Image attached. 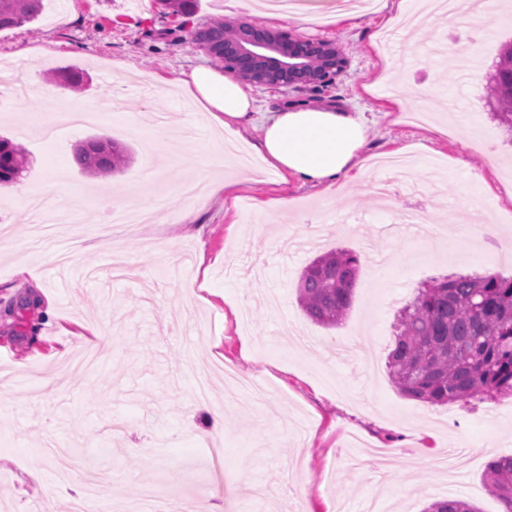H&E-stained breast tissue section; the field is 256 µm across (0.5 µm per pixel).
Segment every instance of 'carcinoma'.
<instances>
[{
    "instance_id": "obj_1",
    "label": "carcinoma",
    "mask_w": 512,
    "mask_h": 512,
    "mask_svg": "<svg viewBox=\"0 0 512 512\" xmlns=\"http://www.w3.org/2000/svg\"><path fill=\"white\" fill-rule=\"evenodd\" d=\"M176 15L195 13L197 0H160ZM43 0H0V30L34 22ZM236 31L216 19L191 29L188 39L201 45L208 37L233 38ZM512 42L493 66L485 103L498 124L512 132ZM82 172L93 177L115 175L129 163V151L108 139L77 144ZM22 146L0 137V185L13 184L28 168ZM359 257L336 250L317 257L297 285L298 304L313 323L337 325L351 305ZM387 369L397 390L431 405L465 402L479 396L495 401L512 396V278L495 274L448 275L417 288L414 299L398 311ZM484 481L506 512H512V454L490 460ZM425 512H478L462 500L440 499Z\"/></svg>"
}]
</instances>
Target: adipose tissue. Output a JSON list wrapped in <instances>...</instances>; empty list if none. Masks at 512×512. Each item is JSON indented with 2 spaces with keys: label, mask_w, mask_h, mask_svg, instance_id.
<instances>
[{
  "label": "adipose tissue",
  "mask_w": 512,
  "mask_h": 512,
  "mask_svg": "<svg viewBox=\"0 0 512 512\" xmlns=\"http://www.w3.org/2000/svg\"><path fill=\"white\" fill-rule=\"evenodd\" d=\"M181 84L223 130L225 142L257 127L254 150L282 178L327 191L367 162L369 126L363 113L314 106L271 112L257 121L246 86L219 69L195 68Z\"/></svg>",
  "instance_id": "1"
}]
</instances>
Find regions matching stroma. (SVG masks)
<instances>
[{
    "mask_svg": "<svg viewBox=\"0 0 512 512\" xmlns=\"http://www.w3.org/2000/svg\"><path fill=\"white\" fill-rule=\"evenodd\" d=\"M399 0H378L372 10L319 21L268 17L260 0H199L201 26L220 17L291 37L335 42L344 70L329 86L251 85L259 113L331 105L364 113L367 152L396 156L418 144L421 160L451 169L435 181L416 170L419 188L410 205L422 209V231L405 229L404 202L380 198L381 173L368 168L336 191L292 180L281 184L269 169L243 173L235 197L218 193L185 201L181 210L156 209L113 239L101 223L98 193L115 187V207L135 209L127 188L144 170L157 173L149 192L176 193L207 161L213 180L229 176L212 148L222 134L212 125L172 145L150 142L149 117L172 113L187 101L178 87L194 68L213 65L204 50L184 40L179 17L159 0H44L37 21L0 30V63L23 68L32 92L10 112L0 111V135L22 144L29 158L18 183L0 187V211L11 220L0 247V512H70L74 472L61 480L54 450L83 449L84 461L105 473L114 496L156 491L152 512L171 505L209 512L235 489L239 512H362L377 500L392 512H423L453 497L478 512H502L482 474L489 455L512 454V397L495 402L430 405L401 395L387 371L395 315L419 286L450 274L512 277V135L485 105L486 73L512 28L488 40L466 93L467 123L449 128V116L429 112L415 120L417 87L444 98L448 52L424 57L439 36L457 33L453 22L428 18L404 52L380 50L383 32L396 29ZM142 74L150 94H128L122 114L110 109L119 65ZM83 76L72 93L57 82L66 71ZM81 100L102 108L101 120L47 142L32 131L47 100ZM109 133L130 147L122 174L89 176L74 161L76 142ZM68 173L62 203L71 223L41 240L28 233L21 194L56 169ZM288 196L293 214L258 211L259 202ZM456 208L452 235H428L444 210ZM351 250L361 261L353 302L333 327L311 322L297 302V283L317 256ZM211 265L200 271L197 255ZM389 256L391 273L377 275ZM30 265L41 294L54 305L45 319L27 301L16 273ZM67 272L70 287L55 282ZM207 282L203 298L183 286ZM100 337L82 336L86 325ZM96 350L101 366L88 372L75 358ZM25 362L17 371V362ZM268 382L266 396L240 395L226 404L224 429L211 432L207 405L195 397V372L208 374L213 393L227 386L225 368ZM460 445L475 455L459 485L444 491L438 461ZM42 471L39 485L22 486L24 468Z\"/></svg>",
    "mask_w": 512,
    "mask_h": 512,
    "instance_id": "stroma-1",
    "label": "stroma"
}]
</instances>
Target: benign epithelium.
Returning <instances> with one entry per match:
<instances>
[{
	"instance_id": "7a95c632",
	"label": "benign epithelium",
	"mask_w": 512,
	"mask_h": 512,
	"mask_svg": "<svg viewBox=\"0 0 512 512\" xmlns=\"http://www.w3.org/2000/svg\"><path fill=\"white\" fill-rule=\"evenodd\" d=\"M302 40L284 38L267 31L262 35L253 33V26H238V38L224 46L210 44L206 51L212 55L224 54V64L233 66L238 73L247 65L253 66V74L272 86H292L297 83L328 81L342 73L340 54L336 44L323 43V55L319 61L320 73L308 68L300 54Z\"/></svg>"
}]
</instances>
